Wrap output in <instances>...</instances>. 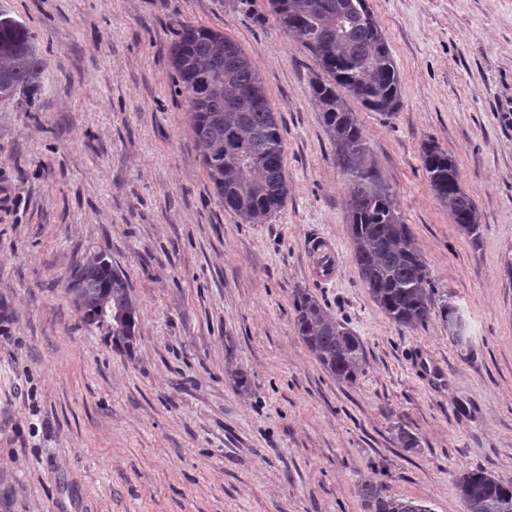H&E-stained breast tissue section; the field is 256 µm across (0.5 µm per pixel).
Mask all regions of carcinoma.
Wrapping results in <instances>:
<instances>
[{
  "label": "carcinoma",
  "instance_id": "1",
  "mask_svg": "<svg viewBox=\"0 0 512 512\" xmlns=\"http://www.w3.org/2000/svg\"><path fill=\"white\" fill-rule=\"evenodd\" d=\"M295 43L315 60L311 101L320 112L336 167L347 179L353 258L377 306L395 323L425 324L435 291L395 195L382 180L350 102L390 115L402 107L399 71L374 12L365 0H267ZM175 93L184 97L206 174L224 207L248 224H264L288 201L284 137L263 80L250 56L221 31L184 21L169 50ZM46 60L37 31L0 8V100L28 111L40 87ZM422 167L453 223L478 239L480 218L463 190L455 159L437 144L422 145ZM80 287L71 292L86 314L112 311V346L130 351L138 333V306L125 273L101 255L71 270ZM298 336L323 369L353 384L363 372L361 340L306 288L291 292ZM444 320L455 316L438 307ZM466 512H512V484L483 468L455 476ZM364 512H430L420 500L387 493L383 483L358 487Z\"/></svg>",
  "mask_w": 512,
  "mask_h": 512
}]
</instances>
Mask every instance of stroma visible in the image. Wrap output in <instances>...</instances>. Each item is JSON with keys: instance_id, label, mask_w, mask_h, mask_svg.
Segmentation results:
<instances>
[{"instance_id": "35a3bbf8", "label": "stroma", "mask_w": 512, "mask_h": 512, "mask_svg": "<svg viewBox=\"0 0 512 512\" xmlns=\"http://www.w3.org/2000/svg\"><path fill=\"white\" fill-rule=\"evenodd\" d=\"M0 3L46 60L31 111L0 102V512H363L368 480L465 512L459 469L512 484V0H370L403 105L352 106L438 299L463 312V345L440 314L399 326L363 288L315 64L266 0ZM184 20L250 55L282 120L290 194L268 223H244L207 177L172 87ZM428 141L455 158L478 239L433 195ZM315 240L336 248L332 278L313 273ZM100 251L137 299L129 352L66 287ZM295 288L360 337L356 383L298 337Z\"/></svg>"}]
</instances>
